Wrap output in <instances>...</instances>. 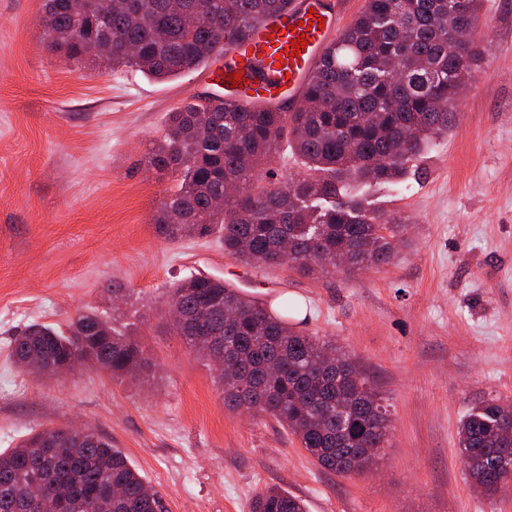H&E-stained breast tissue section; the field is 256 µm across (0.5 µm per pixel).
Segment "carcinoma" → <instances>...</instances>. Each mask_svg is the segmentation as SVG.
Instances as JSON below:
<instances>
[{
  "label": "carcinoma",
  "instance_id": "1",
  "mask_svg": "<svg viewBox=\"0 0 512 512\" xmlns=\"http://www.w3.org/2000/svg\"><path fill=\"white\" fill-rule=\"evenodd\" d=\"M43 0L52 49L68 59L132 66L157 80L209 64L218 45L244 41L295 0H207L209 13L190 27L196 0ZM365 0L358 16L309 74L290 112L215 106L197 98L168 113L163 138L148 165L177 175L178 184L154 218L169 240L213 230L224 251L252 267L290 263L305 275L338 267L372 268L389 262L401 225L387 224L348 191L352 181L403 179L408 165L455 117L454 103L473 77L483 48L448 53V34L477 36L482 0ZM87 39L100 43L90 55ZM301 161V176L277 178L270 167L283 141ZM267 167L275 180L257 186ZM170 299L180 320L170 329L193 348L214 342L206 356L215 369L224 406L286 427L328 471L363 472L384 447L388 410L360 363L331 342L293 332L296 312L284 301L273 314L222 280L191 275ZM11 355L35 374L81 366L117 378L135 376L151 360L133 335L95 312L78 314L62 331L34 323L11 342ZM459 455L472 487L493 498L512 485V402L475 404L458 427ZM55 428L42 429L0 453V512H41L33 487L44 493L72 488L67 512H159L163 498L125 454L94 432L72 441L65 455L50 448ZM111 485L112 500L94 491ZM251 512H306L286 490L256 494Z\"/></svg>",
  "mask_w": 512,
  "mask_h": 512
}]
</instances>
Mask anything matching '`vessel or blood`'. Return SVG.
I'll list each match as a JSON object with an SVG mask.
<instances>
[{
  "instance_id": "b4317fda",
  "label": "vessel or blood",
  "mask_w": 512,
  "mask_h": 512,
  "mask_svg": "<svg viewBox=\"0 0 512 512\" xmlns=\"http://www.w3.org/2000/svg\"><path fill=\"white\" fill-rule=\"evenodd\" d=\"M320 15L324 26L302 31L300 24L310 14ZM341 8L334 0H307L273 22L259 26L245 42L225 44L220 55L224 59L225 75L220 78L222 101H235L246 105L264 104L273 109L282 108L284 102H295L311 69L326 49V29L340 24ZM304 36L307 47L295 57L286 50L297 36ZM262 60L264 71L251 76L249 83L232 86L230 74L245 70L252 59Z\"/></svg>"
}]
</instances>
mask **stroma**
<instances>
[{
	"mask_svg": "<svg viewBox=\"0 0 512 512\" xmlns=\"http://www.w3.org/2000/svg\"><path fill=\"white\" fill-rule=\"evenodd\" d=\"M42 5L0 0V450L44 428L92 429L168 512H250L267 487L308 512H512V488L480 495L458 453L475 403L512 401V0H484V56L448 133L403 181L367 191L403 227L390 263L325 276L241 265L215 234L159 235L176 177L146 157L168 112L209 93L207 67L156 81L69 60L47 47ZM191 275L270 309L297 300V331L368 368L390 411L371 470H322L275 420L225 409L210 362L166 329V293ZM83 310L135 326L152 369L45 378L14 363L26 325L63 329Z\"/></svg>",
	"mask_w": 512,
	"mask_h": 512,
	"instance_id": "35a3bbf8",
	"label": "stroma"
}]
</instances>
